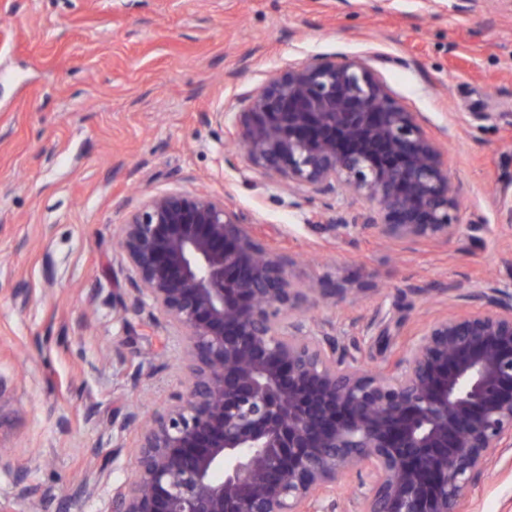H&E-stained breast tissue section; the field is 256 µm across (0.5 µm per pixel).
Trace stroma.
<instances>
[{
	"label": "stroma",
	"instance_id": "stroma-1",
	"mask_svg": "<svg viewBox=\"0 0 512 512\" xmlns=\"http://www.w3.org/2000/svg\"><path fill=\"white\" fill-rule=\"evenodd\" d=\"M379 54L391 95L443 143L461 234L444 245L315 228L362 208L340 194L297 206L253 168L210 112L317 55ZM229 197L295 279L345 283L311 310L361 364L382 369L447 289L489 277L512 289V6L477 0H0V502L30 512H112L137 466L130 405L144 415L183 391L182 346L164 320L122 312L132 280L114 232L147 196ZM424 288L404 295L407 286ZM386 334L366 332L377 309ZM87 494L70 499L73 485ZM459 512H512V450L468 488Z\"/></svg>",
	"mask_w": 512,
	"mask_h": 512
}]
</instances>
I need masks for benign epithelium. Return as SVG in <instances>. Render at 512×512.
I'll return each instance as SVG.
<instances>
[{"label": "benign epithelium", "mask_w": 512, "mask_h": 512, "mask_svg": "<svg viewBox=\"0 0 512 512\" xmlns=\"http://www.w3.org/2000/svg\"><path fill=\"white\" fill-rule=\"evenodd\" d=\"M377 55L315 56L248 93L226 133L288 194L348 192L364 207L329 227L400 242L458 236L444 147L389 92ZM133 273L126 312L162 316L186 342L189 378L142 422L138 469L112 512H334L356 474L358 512H457L512 449V290L457 297L374 374L308 317L338 306L334 281L297 282L227 198L151 194L117 225Z\"/></svg>", "instance_id": "7a95c632"}]
</instances>
